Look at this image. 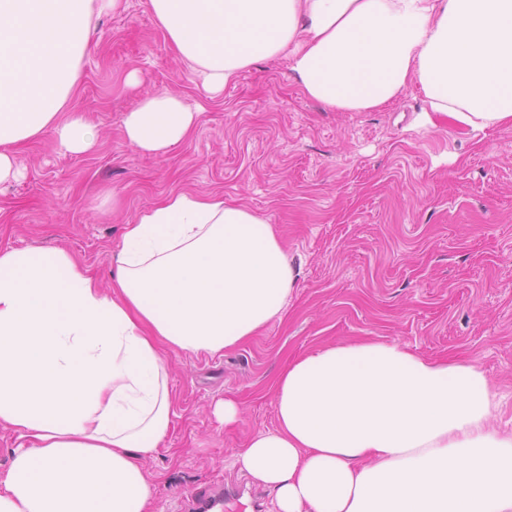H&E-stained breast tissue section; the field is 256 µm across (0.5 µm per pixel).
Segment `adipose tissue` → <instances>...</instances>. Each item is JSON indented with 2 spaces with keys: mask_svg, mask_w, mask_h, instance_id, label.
Instances as JSON below:
<instances>
[{
  "mask_svg": "<svg viewBox=\"0 0 512 512\" xmlns=\"http://www.w3.org/2000/svg\"><path fill=\"white\" fill-rule=\"evenodd\" d=\"M211 94L287 57L300 91L341 112L412 86L472 130L512 126V0H148ZM123 0H0V183L45 129L83 154L73 110L93 15ZM201 108L145 96L126 141L163 155ZM269 219L217 195L168 193L126 225L110 287L66 248L0 250V426L18 445L0 512H150L141 464L177 416L166 353L220 354L282 316L295 285ZM274 429L234 462L276 512H512V433L493 424L474 362L362 338L319 347L275 379Z\"/></svg>",
  "mask_w": 512,
  "mask_h": 512,
  "instance_id": "1",
  "label": "adipose tissue"
}]
</instances>
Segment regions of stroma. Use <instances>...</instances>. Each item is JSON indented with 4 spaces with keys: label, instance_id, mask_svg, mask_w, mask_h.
Segmentation results:
<instances>
[{
    "label": "stroma",
    "instance_id": "obj_1",
    "mask_svg": "<svg viewBox=\"0 0 512 512\" xmlns=\"http://www.w3.org/2000/svg\"><path fill=\"white\" fill-rule=\"evenodd\" d=\"M75 107L95 150L62 153L45 132L20 153L21 180L0 184V248L71 249L102 286L124 226L168 192L218 194L275 224L297 272L282 319L217 355L167 354L178 417L144 461L151 512H198L199 497L271 512L273 494L228 459L275 428L271 385L293 358L365 337L432 360L477 362L497 426L512 431V127L429 125L417 88L370 112L305 97L288 58L244 70L210 98L174 52L147 0L92 20ZM141 82H127L129 72ZM201 104L189 139L141 153L123 119L149 93ZM238 402L231 426L217 400Z\"/></svg>",
    "mask_w": 512,
    "mask_h": 512
}]
</instances>
